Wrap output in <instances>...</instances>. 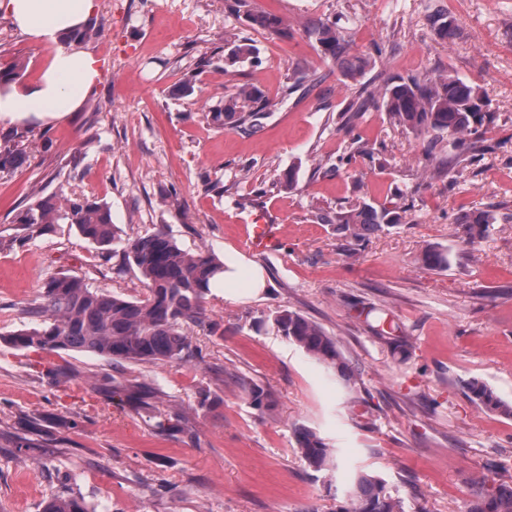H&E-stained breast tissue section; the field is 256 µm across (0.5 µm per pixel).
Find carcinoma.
I'll return each instance as SVG.
<instances>
[{
  "mask_svg": "<svg viewBox=\"0 0 512 512\" xmlns=\"http://www.w3.org/2000/svg\"><path fill=\"white\" fill-rule=\"evenodd\" d=\"M259 27L285 32L281 18L270 11L249 13ZM317 50L340 64L345 76L357 79L365 61L344 63L343 31L330 21H320L310 30ZM257 62L255 49L246 44L230 47L226 60ZM382 106L391 119L428 137L430 150H437L444 135L457 137L478 131L487 120L486 101L479 88L461 78L400 77L380 90ZM272 103L264 91L253 84H242L212 113L219 126L248 129L259 126L263 113ZM27 157L23 136L14 135L11 144L0 146V171L22 166ZM317 220L334 224L354 238H363L398 224L396 207L366 201L334 215L319 212ZM495 217L487 211L465 216L460 223L464 242L472 245L485 237ZM13 223L29 234L41 233L55 224H71L86 240L98 245L107 255L120 254L117 274L139 275L147 295L126 299L92 288L85 279L60 273L45 284L42 302L35 308L40 323L11 334L9 343L19 349L80 350L128 362L183 361L189 357L184 328L204 324L217 333L221 324L206 316L204 300L211 280L224 273V262L207 250L189 253L182 250L168 232H156L122 239L112 224L109 206L84 194L52 193L41 196L18 211ZM423 265L440 269L448 264L443 250L430 248L422 255ZM367 325L380 335L399 329L381 307L361 311ZM272 324L286 339L304 350L319 364L335 373L347 387H356L357 378L342 355L337 341L314 321L291 310L272 315ZM472 399L486 409L512 417V405L502 402L486 385L473 381L467 386ZM297 448L302 458L317 471L336 466L333 449L316 431L295 429ZM43 512H87L80 498L58 495L50 499ZM341 512H403L401 500L386 482L367 473L351 481L350 506ZM468 512H512V485L501 483L484 490Z\"/></svg>",
  "mask_w": 512,
  "mask_h": 512,
  "instance_id": "cac0c4a2",
  "label": "carcinoma"
}]
</instances>
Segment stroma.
I'll use <instances>...</instances> for the list:
<instances>
[{"label": "stroma", "instance_id": "obj_1", "mask_svg": "<svg viewBox=\"0 0 512 512\" xmlns=\"http://www.w3.org/2000/svg\"><path fill=\"white\" fill-rule=\"evenodd\" d=\"M230 2L97 0L86 46L101 77L82 110L51 124L0 121V140L28 133L26 163L0 172V512H42L63 493L88 512H338L357 472L382 478L404 512H468L479 491L512 482V419L466 388L482 382L512 404V0H248L280 15L284 36ZM441 14L454 24L444 39ZM320 19L344 29L348 56L370 58L359 80L318 53L307 28ZM228 34L254 46L257 63L225 64ZM51 54L0 16V68L23 61L29 82ZM448 73L480 87L491 113L455 168L390 121L380 97L360 116L349 109L361 86ZM189 74L193 94L178 95ZM244 83L273 103L261 126L214 124ZM54 192L107 203L122 237L162 228L183 250L261 269L266 288L245 301L208 292L224 331L188 328L184 361L15 348L5 336L37 323L57 273L128 299L146 293L74 226L25 237L15 214ZM363 200L393 202L400 224L358 240L315 217ZM484 210L497 217L488 237L465 244L460 222ZM255 218L275 225L274 250L249 249ZM430 246L447 267L422 266ZM369 306L389 310L406 353L359 318ZM283 308L337 339L360 374L355 389L268 323ZM128 384L150 392L148 406L116 393ZM255 385L268 408L253 407ZM355 397L369 415L353 412ZM160 413L179 419L161 430ZM302 425L336 448L338 471L303 460Z\"/></svg>", "mask_w": 512, "mask_h": 512}]
</instances>
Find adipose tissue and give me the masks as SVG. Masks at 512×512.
<instances>
[{"label": "adipose tissue", "instance_id": "ef3b65f1", "mask_svg": "<svg viewBox=\"0 0 512 512\" xmlns=\"http://www.w3.org/2000/svg\"><path fill=\"white\" fill-rule=\"evenodd\" d=\"M96 8V0H0L1 15L24 35L54 48L33 82L0 84V120L61 121L81 110L98 81L100 65L90 50L67 36Z\"/></svg>", "mask_w": 512, "mask_h": 512}]
</instances>
